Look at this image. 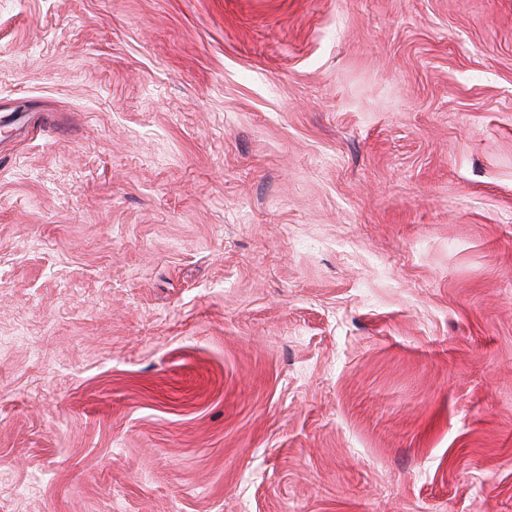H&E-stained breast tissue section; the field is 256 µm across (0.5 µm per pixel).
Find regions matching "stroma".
<instances>
[{
	"mask_svg": "<svg viewBox=\"0 0 512 512\" xmlns=\"http://www.w3.org/2000/svg\"><path fill=\"white\" fill-rule=\"evenodd\" d=\"M0 512H512V0H0Z\"/></svg>",
	"mask_w": 512,
	"mask_h": 512,
	"instance_id": "1",
	"label": "stroma"
}]
</instances>
